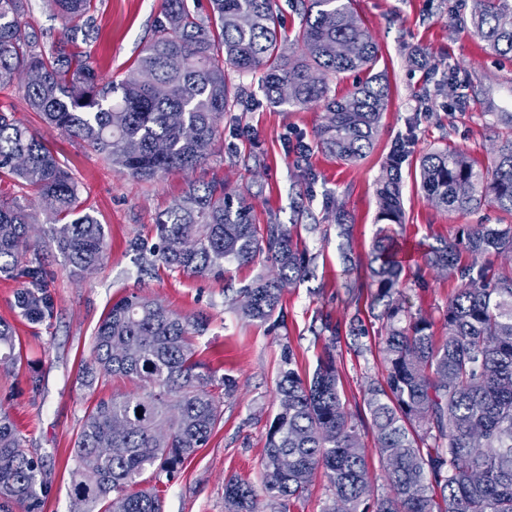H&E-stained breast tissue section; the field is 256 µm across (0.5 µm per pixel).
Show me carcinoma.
<instances>
[{
  "mask_svg": "<svg viewBox=\"0 0 512 512\" xmlns=\"http://www.w3.org/2000/svg\"><path fill=\"white\" fill-rule=\"evenodd\" d=\"M88 38L97 0H47ZM299 50L281 48L275 0H162L152 39L123 79L100 78L90 56L64 33L45 45L23 21L28 0H0V87L24 81L30 111L104 155L123 173L154 179L205 163L224 113L248 105L231 94L225 69L262 75L261 90L276 106L321 105L315 146L345 162L369 153L389 88L375 71L379 45L353 0H297ZM469 27L487 49L512 54V0H483ZM363 74L343 96L330 94L327 75ZM502 131L500 144L479 164L466 152L436 147L419 159L421 189L438 207L462 212L493 204L512 213V112L483 113ZM404 151L387 158L377 181L378 224H401ZM39 194L53 223L44 245L56 249L71 273L98 265L107 250L104 226L81 209L78 186L54 153L29 128L0 109V178ZM338 250L355 262L344 211L330 210ZM31 216L0 199V274L22 281L15 304L31 320L51 309L49 274L30 250ZM158 242L134 243L162 266L188 275L222 276L231 264L262 262L243 288V318L265 323L281 313L287 286L309 278L311 257L284 224H256L242 195L221 183L189 186L156 219ZM473 261L458 265L461 252ZM512 254V225L474 224L452 240L439 239L422 255L425 266L454 269L462 285L448 301L445 336L435 341L431 319L405 306L404 264L393 236L380 231L367 256L369 281L385 331L387 374L365 388L364 408L385 467L389 492L374 493L355 418L346 410L336 369L341 327L330 317V345L312 379L301 378L284 350L277 372L279 410L265 444L262 490L286 507L319 467L344 512H512V271L479 262ZM205 322L190 321L147 296L114 304L98 325L87 381L124 376L140 390L99 400L75 440L71 496L77 512H163L159 486L205 447L222 420L209 390L214 377L195 358L192 337ZM21 362L12 326L0 321V366ZM47 485L37 460L21 446L18 430L0 415V512L12 505L36 512ZM253 486L237 477L224 484L225 512H252Z\"/></svg>",
  "mask_w": 512,
  "mask_h": 512,
  "instance_id": "carcinoma-1",
  "label": "carcinoma"
}]
</instances>
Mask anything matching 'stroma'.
<instances>
[{
    "instance_id": "stroma-1",
    "label": "stroma",
    "mask_w": 512,
    "mask_h": 512,
    "mask_svg": "<svg viewBox=\"0 0 512 512\" xmlns=\"http://www.w3.org/2000/svg\"><path fill=\"white\" fill-rule=\"evenodd\" d=\"M98 35L90 52L107 80H120L138 58L160 11L161 0H98ZM354 8L380 46L379 70L389 98L374 149L348 163L314 149L322 111L270 105L257 76L227 71L230 87L245 86L252 104L225 113L213 156L190 172L171 171L154 181L123 174L79 140L44 124L29 112L20 84L1 89L0 109L12 111L53 150L79 186L87 213L103 224L107 251L94 270L72 276L63 256L42 248L53 281L51 313L30 320L15 305L19 281L0 275V319L11 323L23 354L20 366L0 368V413L14 421L27 455L46 471L48 491L39 512H71V451L80 422L100 398L136 390L134 381L116 377L87 385L82 372L91 356L92 337L112 304L137 293L188 318L208 321L195 338L198 357L215 374L212 393L223 419L206 447L163 487L164 512H224V483L233 476L259 484L266 435L279 408L277 370L283 347H290L301 376L312 377L328 335L322 315L348 322L360 316L370 330L360 345L341 336L336 366L347 409L363 417L368 381L386 374L381 352L384 333L371 306L370 290L349 294L338 252V229L325 211L327 200L348 213L355 253L366 258L378 231L376 182L386 157L404 147L402 192L405 221L390 233L408 255L403 298L411 312L434 322L443 338V313L460 288L457 275L417 268L427 245L454 238L469 224H512V214L492 206L471 213L432 205L419 187L417 166L432 148L448 144L472 159L485 160L498 139L484 112L512 110V57L491 53L459 16L470 15L473 0H355ZM419 52L428 65L446 73L443 96L424 99L419 66L408 55ZM469 96L460 106L459 96ZM221 182L244 195L256 223L298 224V235L313 256L314 276L284 288L282 316L266 323L242 319L235 310L238 288L262 272L261 264L229 265L220 278L192 277L159 270L140 275L133 242L155 244L158 215L179 200L189 183ZM237 379L225 394L220 377Z\"/></svg>"
}]
</instances>
